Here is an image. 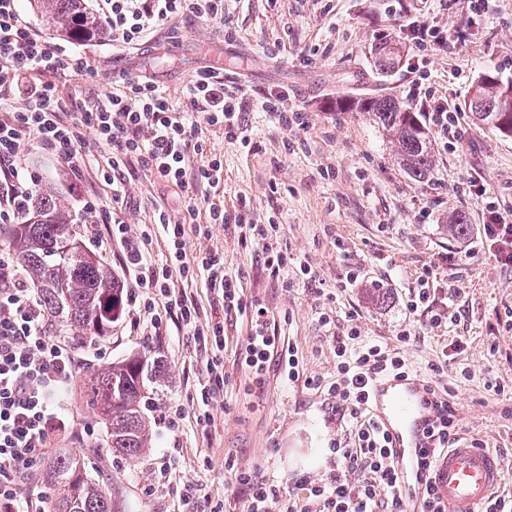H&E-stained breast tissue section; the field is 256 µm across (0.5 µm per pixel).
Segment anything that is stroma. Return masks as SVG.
I'll return each mask as SVG.
<instances>
[{"label":"stroma","mask_w":512,"mask_h":512,"mask_svg":"<svg viewBox=\"0 0 512 512\" xmlns=\"http://www.w3.org/2000/svg\"><path fill=\"white\" fill-rule=\"evenodd\" d=\"M424 17L438 27L467 35L451 52L431 53L427 71L432 97L417 104L416 114L440 103L459 110L458 136L449 149L437 150L427 180L410 179L399 166L392 145L372 115L336 112L327 104L339 96L390 95L405 99L412 79V55L404 27ZM394 42L398 64L387 72L375 65L380 42ZM70 51L86 54L95 75L71 84L66 111L92 101L110 86L113 74L125 71L156 82L181 98L196 71L210 67V54L222 57L227 84L241 89L248 104L252 147L228 142L222 130L203 126L207 151L224 163V206L250 198L254 223L278 221L280 243L289 254L306 259L311 277L285 283L265 269L260 250L242 245L235 226L215 224L198 232L204 215H188L184 194L163 187L139 166L125 173L131 236L150 231L153 256L165 251L163 230L154 224L162 206L184 217L187 254L196 259L221 250L241 280L248 300L268 310L281 342L294 345L305 375L330 379L335 373L332 337L318 320L328 311L337 326L357 310L362 333L396 344L400 327L416 331V341L401 351L418 371H425L443 347L461 342L464 351L448 363L438 386L454 391L462 437L476 439L505 462L499 496L512 500V269L484 248L480 231L490 221L488 204L512 211V137L473 119L468 103L480 75L494 72L512 78V0H492L488 12L469 22L465 0H224L223 21L198 22L181 17L148 35L138 45L116 49L111 39L65 40ZM283 96L286 106L306 112V128L289 132L260 112L268 95ZM292 140L293 151L283 143ZM25 176L35 184L51 182L83 224L96 221L84 207L91 188L77 184L65 164L29 152ZM433 213L431 223L418 221L420 211ZM466 216L470 231L449 238V213ZM446 264H439L440 256ZM437 264V287L457 290L448 301L453 322L432 327L427 312L407 314L403 302L422 267ZM364 279L348 286L352 267ZM202 318L224 323V373L227 403L216 406L208 427L196 424L195 391L207 378L205 354L190 347L176 325L157 336L135 328L129 317L113 325L109 337L76 368L66 402L73 429L62 447L94 452L100 480L111 483L123 512H178L172 494H147L160 462L174 458L177 483L195 484L201 494L222 499L224 512H241L243 494L224 471L225 457L242 470L275 481L286 496L302 495L305 477L320 478L330 468V444L350 430L348 418L323 392L302 382L282 381L274 366L256 372L241 356L252 333L248 316H225L196 270L185 285ZM148 352L163 358L172 385L159 397L160 408L179 406L178 428L155 426L152 446L140 460L127 463L103 448V428L86 405L82 382L87 373L112 360ZM470 379H462L461 370ZM505 386L502 395L487 382Z\"/></svg>","instance_id":"1"}]
</instances>
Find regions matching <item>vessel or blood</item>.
I'll return each mask as SVG.
<instances>
[{"instance_id": "b4317fda", "label": "vessel or blood", "mask_w": 512, "mask_h": 512, "mask_svg": "<svg viewBox=\"0 0 512 512\" xmlns=\"http://www.w3.org/2000/svg\"><path fill=\"white\" fill-rule=\"evenodd\" d=\"M435 401L431 384L417 373L386 374L370 386L368 411L393 452L406 512H420L421 487L428 478L448 512H480L502 483L504 462L490 449L464 442L444 450L433 475H426L420 457Z\"/></svg>"}]
</instances>
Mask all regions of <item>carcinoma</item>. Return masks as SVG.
<instances>
[{
  "label": "carcinoma",
  "mask_w": 512,
  "mask_h": 512,
  "mask_svg": "<svg viewBox=\"0 0 512 512\" xmlns=\"http://www.w3.org/2000/svg\"><path fill=\"white\" fill-rule=\"evenodd\" d=\"M44 28L63 38L99 39L105 35L101 19L86 0H33ZM389 43L380 45L376 63L389 70L395 64ZM504 81L493 73L479 77L468 104L472 116L512 136V99H503ZM336 109L369 112L390 138L400 166L414 180L425 179L434 166L430 135L415 113L391 96L338 98ZM468 233L466 216L448 220V234ZM10 245L17 265L50 318L57 336L78 343L98 344L111 335L122 317L124 284L86 243L85 230L66 200L50 184L31 195L22 223L12 229ZM171 382L160 358L136 353L112 362L86 376L83 389L87 405L104 426V445L112 455L128 463L150 447L152 423L148 412L154 396ZM94 467L86 455L64 448L56 451L43 473L45 512H115L112 487L92 476Z\"/></svg>",
  "instance_id": "obj_1"
}]
</instances>
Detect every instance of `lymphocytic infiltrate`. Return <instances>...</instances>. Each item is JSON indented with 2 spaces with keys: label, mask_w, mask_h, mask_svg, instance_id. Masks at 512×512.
<instances>
[{
  "label": "lymphocytic infiltrate",
  "mask_w": 512,
  "mask_h": 512,
  "mask_svg": "<svg viewBox=\"0 0 512 512\" xmlns=\"http://www.w3.org/2000/svg\"><path fill=\"white\" fill-rule=\"evenodd\" d=\"M19 2L0 0V100L20 96L25 101L24 107L0 111V222L17 224L23 218L32 190L21 173V161L29 149L66 163L75 172L89 154L105 157L107 164L97 175L111 187V198L105 204L94 199L87 206L102 214L109 239L120 247V264L133 272L137 291H151L144 298L137 291L128 296L130 323L146 325L154 333L177 324L195 349L208 353L210 378L198 389L200 406L195 415L197 423L208 424L212 404L225 386L224 324L201 321L193 301L174 288V277L189 279L195 268H202L225 311H254L262 316L266 310L244 300L239 279L227 269L223 253H207L198 264H191L185 222L161 208L155 221L163 229L167 254L162 261H152L151 234L128 235L124 169L137 162L157 182L199 199L210 223L242 228V242L260 245L263 264L271 274L277 276L292 267L309 275V265L280 246L279 224L252 223L247 200H239L231 211L216 202L224 193V164L207 154L197 119L205 117L208 125L223 129L225 140L250 147L243 119L245 101L214 69L196 73L187 97L180 101L172 100L153 81L120 73L90 107L63 111L67 77L90 74L91 67L63 45L35 33L22 16ZM102 6L112 43L120 47L137 44L145 33L176 17L202 21L224 17V0H102ZM407 37L417 49L412 65L417 79L408 87L409 97L416 99L421 94L418 80L426 73V56L436 49L448 51L451 43L447 33L420 20L409 24ZM194 155L199 162L193 166L189 160ZM482 242L498 263L512 268L511 216L493 213L491 223L482 227ZM358 317V312H349L346 329L333 333L336 373L326 381L301 378L296 349L277 347L266 339L265 327H257L258 341L250 348L253 365L261 368L276 360L285 380L301 379L307 388L325 390L337 409L350 417L352 430L347 440L333 442L330 473L305 481L306 493L301 497L284 499L276 485L225 461V471L244 494L245 512H404L387 440L369 418L366 406L368 386L375 377L411 371L399 347L416 340L417 334L400 328L397 345L390 347L363 336ZM78 351L69 338L51 335L46 314L18 266L0 259V512H39L25 486L37 462L66 435L67 424L58 415L55 396L71 381ZM435 415L429 431L432 446L422 453L421 467L426 471L459 440L451 390H444ZM172 469L169 462L161 466L152 491L175 493L189 512H224L223 501L200 495L194 485L174 486Z\"/></svg>",
  "instance_id": "f902f5d3"
}]
</instances>
